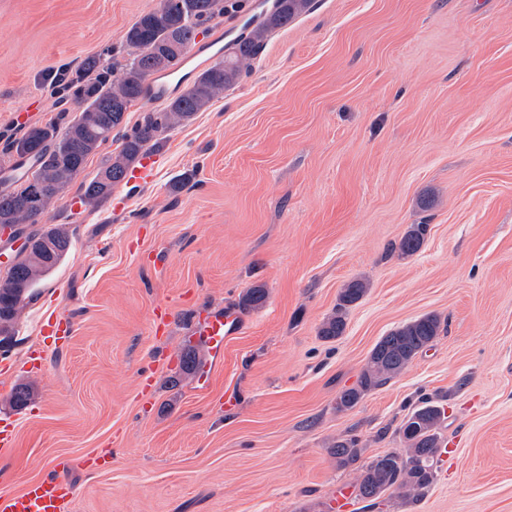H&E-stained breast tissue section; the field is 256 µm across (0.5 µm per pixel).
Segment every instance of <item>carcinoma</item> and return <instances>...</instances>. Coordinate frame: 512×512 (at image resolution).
<instances>
[{
  "label": "carcinoma",
  "mask_w": 512,
  "mask_h": 512,
  "mask_svg": "<svg viewBox=\"0 0 512 512\" xmlns=\"http://www.w3.org/2000/svg\"><path fill=\"white\" fill-rule=\"evenodd\" d=\"M312 0H277L274 9L262 19L249 24L224 46V60L199 71L188 88L168 99L160 112H150L132 133L123 134L117 154L109 157L90 179H83L81 199L95 206L108 199L127 175L130 165L155 147L158 137L175 124L190 119L235 86L249 71L268 35L287 26L306 13ZM224 0H160L159 6L141 14L124 32L121 42L131 55L119 74L110 67L101 68L93 61L76 79L57 77L59 101L77 106L76 115L64 125L49 123L5 139L3 152L17 158L32 155V172L14 180L13 189L0 193V228L10 230V239H24V245L38 251L51 248L49 262L42 275L50 273L70 249L69 234L57 227L40 232L27 231L37 224L50 205L82 173L88 158L108 141L120 127L133 102L140 99L153 75H164L181 65L189 46L195 42L202 24L224 16ZM428 224H413L401 239L398 250L412 256L421 248ZM39 279L31 275L28 260L16 255L14 263L0 276V335L15 334L19 308L31 297ZM366 293V285L354 280L340 292L335 312L322 324L319 335L325 340L343 335L348 309ZM266 289L253 286L245 291L241 306L257 308L265 302ZM442 330L439 316L426 315L404 324L381 337L372 349L367 365L356 385L339 393L336 409L355 408L365 393L386 384L401 374L412 360L431 346ZM445 408L429 397L423 398L406 416L400 433L405 448L400 452L377 455L361 461L359 439L342 437L330 448L337 464L354 471L351 482L354 498L374 507L382 494L398 492L405 497L418 496L433 482L436 457L442 437L439 424Z\"/></svg>",
  "instance_id": "obj_1"
}]
</instances>
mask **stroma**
I'll return each instance as SVG.
<instances>
[{"mask_svg": "<svg viewBox=\"0 0 512 512\" xmlns=\"http://www.w3.org/2000/svg\"><path fill=\"white\" fill-rule=\"evenodd\" d=\"M261 2L210 22L211 49L170 95ZM158 4L0 0V143L58 117L56 71L126 64L123 33ZM164 106L136 102L86 175ZM154 151L150 182L76 211L70 185L43 219L72 245L5 348L0 415L16 414L18 434L0 488L64 458L73 512H328L351 480L336 439L357 436L367 459L401 450L427 396L446 409L452 453L421 497L384 496L379 512H512V0H314ZM421 222V249L392 251ZM353 279L365 296L341 337L321 339ZM255 285L267 300L222 359L200 344L182 369L193 316L239 307ZM430 313L443 321L433 346L337 411L379 339ZM53 314L74 325L56 348L38 333Z\"/></svg>", "mask_w": 512, "mask_h": 512, "instance_id": "obj_1", "label": "stroma"}]
</instances>
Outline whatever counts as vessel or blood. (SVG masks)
Here are the masks:
<instances>
[{
    "label": "vessel or blood",
    "instance_id": "1",
    "mask_svg": "<svg viewBox=\"0 0 512 512\" xmlns=\"http://www.w3.org/2000/svg\"><path fill=\"white\" fill-rule=\"evenodd\" d=\"M244 327L240 312L218 308L195 321L192 334L219 358L225 344ZM74 496L72 483L56 474L47 475L28 481L20 490L0 491V512H73Z\"/></svg>",
    "mask_w": 512,
    "mask_h": 512
}]
</instances>
